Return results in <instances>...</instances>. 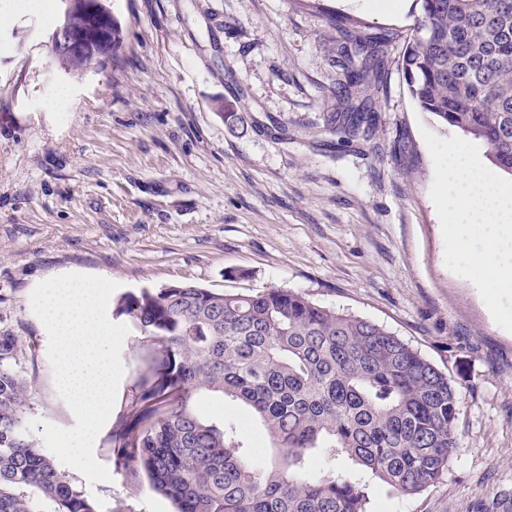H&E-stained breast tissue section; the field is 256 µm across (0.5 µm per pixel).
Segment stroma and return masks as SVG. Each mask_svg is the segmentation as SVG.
Instances as JSON below:
<instances>
[{
  "label": "stroma",
  "instance_id": "obj_1",
  "mask_svg": "<svg viewBox=\"0 0 512 512\" xmlns=\"http://www.w3.org/2000/svg\"><path fill=\"white\" fill-rule=\"evenodd\" d=\"M124 47L65 70L50 19L10 0L0 23V336L15 337L26 419L64 428L35 286L103 273L117 295L178 283L217 292L290 288L408 342L456 389L461 447L437 483L396 495L361 474L369 512H512V332L444 262L422 129L454 136L422 111L387 48V88L372 136L339 142L343 40L329 19L410 35L419 0H106ZM67 88V111L47 98ZM245 116L246 129L221 112ZM150 354L125 340L114 414ZM71 483L103 512H175L121 474Z\"/></svg>",
  "mask_w": 512,
  "mask_h": 512
}]
</instances>
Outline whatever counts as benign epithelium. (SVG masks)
Listing matches in <instances>:
<instances>
[{
	"mask_svg": "<svg viewBox=\"0 0 512 512\" xmlns=\"http://www.w3.org/2000/svg\"><path fill=\"white\" fill-rule=\"evenodd\" d=\"M65 9L60 23L50 34L52 50L71 51L82 54L89 62H99L102 57L94 44L97 38L109 35L112 24L106 20L100 8V0H63ZM75 16H84L88 28L84 33H76L71 29V21Z\"/></svg>",
	"mask_w": 512,
	"mask_h": 512,
	"instance_id": "1",
	"label": "benign epithelium"
}]
</instances>
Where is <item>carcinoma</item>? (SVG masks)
<instances>
[{
  "mask_svg": "<svg viewBox=\"0 0 512 512\" xmlns=\"http://www.w3.org/2000/svg\"><path fill=\"white\" fill-rule=\"evenodd\" d=\"M399 65L419 107L482 141L512 174V0H420ZM336 132L369 131L375 101L351 89L387 84L384 47L396 35L350 31ZM122 29L112 19L116 54ZM145 336L150 362L112 428V461L130 482L172 499L177 512H368L356 475L315 458L347 460L389 491L415 495L448 470L460 441L448 376L383 326L287 288L216 292L192 284L143 289L114 307ZM17 345L0 336V512H100L26 430ZM200 395L236 403L239 418L206 419ZM278 461L267 466L249 433Z\"/></svg>",
  "mask_w": 512,
  "mask_h": 512,
  "instance_id": "obj_1",
  "label": "carcinoma"
}]
</instances>
